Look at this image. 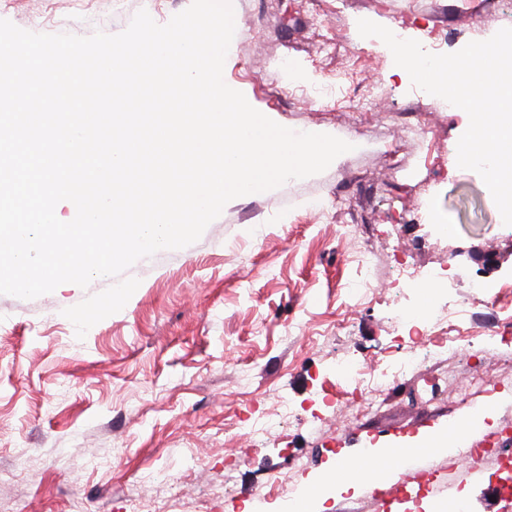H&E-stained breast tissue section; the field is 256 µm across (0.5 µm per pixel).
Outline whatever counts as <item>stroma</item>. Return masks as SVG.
I'll use <instances>...</instances> for the list:
<instances>
[{
	"label": "stroma",
	"mask_w": 512,
	"mask_h": 512,
	"mask_svg": "<svg viewBox=\"0 0 512 512\" xmlns=\"http://www.w3.org/2000/svg\"><path fill=\"white\" fill-rule=\"evenodd\" d=\"M191 0H0L36 33L117 34L139 10L166 24ZM225 83L277 124L358 147L324 172L230 201L201 238L116 277L0 294V504L15 512H242L273 477L301 486L336 454L444 428L490 407L470 468L419 455L332 512H512L498 492L512 432V226L454 146L467 113L411 83L368 19L452 53L512 27V0H232ZM370 96L375 106L357 108ZM419 119L412 139L405 124ZM377 259L367 272L363 253ZM486 294L476 300L475 282ZM440 313L454 355L382 396L333 388L338 359L385 371L399 309ZM375 409L362 414L365 402Z\"/></svg>",
	"instance_id": "1"
}]
</instances>
